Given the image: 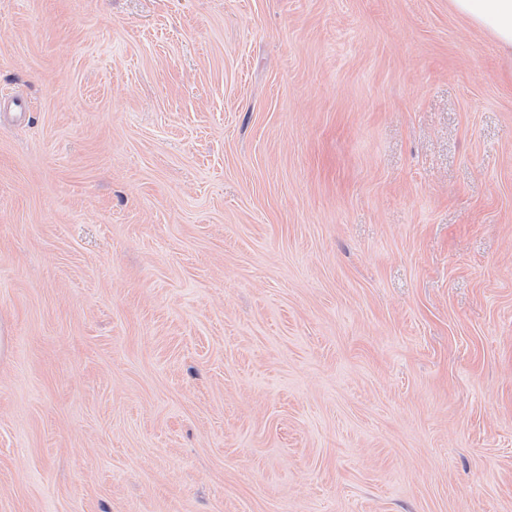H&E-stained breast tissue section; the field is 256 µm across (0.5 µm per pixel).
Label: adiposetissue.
<instances>
[{
    "label": "adipose tissue",
    "mask_w": 512,
    "mask_h": 512,
    "mask_svg": "<svg viewBox=\"0 0 512 512\" xmlns=\"http://www.w3.org/2000/svg\"><path fill=\"white\" fill-rule=\"evenodd\" d=\"M451 10L490 35L499 55L512 67V0H448Z\"/></svg>",
    "instance_id": "1"
}]
</instances>
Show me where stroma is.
I'll return each mask as SVG.
<instances>
[{
    "mask_svg": "<svg viewBox=\"0 0 512 512\" xmlns=\"http://www.w3.org/2000/svg\"><path fill=\"white\" fill-rule=\"evenodd\" d=\"M0 512H512V79L448 0H0Z\"/></svg>",
    "mask_w": 512,
    "mask_h": 512,
    "instance_id": "stroma-1",
    "label": "stroma"
}]
</instances>
